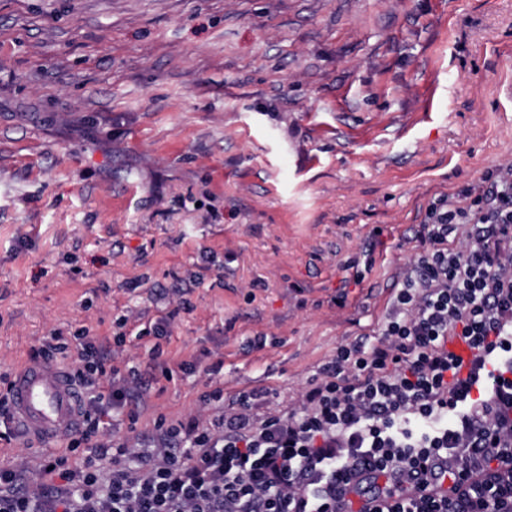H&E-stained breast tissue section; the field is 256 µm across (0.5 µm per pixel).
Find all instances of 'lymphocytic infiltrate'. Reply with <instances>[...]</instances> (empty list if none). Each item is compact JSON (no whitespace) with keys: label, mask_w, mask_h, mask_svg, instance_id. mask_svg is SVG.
<instances>
[{"label":"lymphocytic infiltrate","mask_w":512,"mask_h":512,"mask_svg":"<svg viewBox=\"0 0 512 512\" xmlns=\"http://www.w3.org/2000/svg\"><path fill=\"white\" fill-rule=\"evenodd\" d=\"M416 241L377 343L341 348L288 414L244 393L206 427L157 421L149 451L100 436L141 376L107 368L87 329L69 344L51 333L30 358L70 359L90 391L83 426L43 458L55 484L0 469V512H448L449 491L512 453V164L433 201ZM362 476L385 484L356 508Z\"/></svg>","instance_id":"obj_1"}]
</instances>
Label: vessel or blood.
<instances>
[{"label":"vessel or blood","mask_w":512,"mask_h":512,"mask_svg":"<svg viewBox=\"0 0 512 512\" xmlns=\"http://www.w3.org/2000/svg\"><path fill=\"white\" fill-rule=\"evenodd\" d=\"M11 403L14 430L33 445L66 438L81 425L78 390L60 366L23 365L12 378Z\"/></svg>","instance_id":"vessel-or-blood-1"}]
</instances>
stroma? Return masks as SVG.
Returning a JSON list of instances; mask_svg holds the SVG:
<instances>
[{"instance_id": "35a3bbf8", "label": "stroma", "mask_w": 512, "mask_h": 512, "mask_svg": "<svg viewBox=\"0 0 512 512\" xmlns=\"http://www.w3.org/2000/svg\"><path fill=\"white\" fill-rule=\"evenodd\" d=\"M510 161L512 0H0V392L83 327L147 382L104 434L289 411Z\"/></svg>"}]
</instances>
